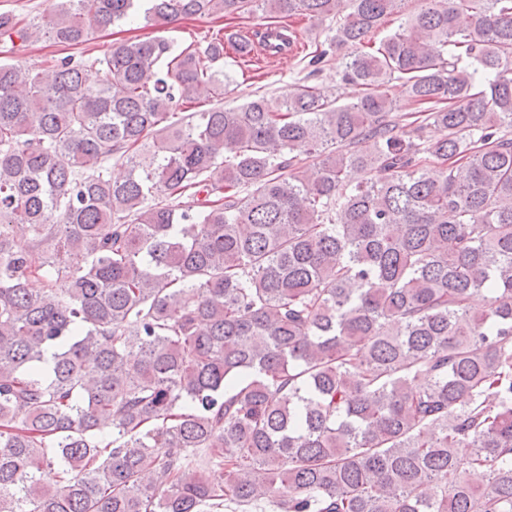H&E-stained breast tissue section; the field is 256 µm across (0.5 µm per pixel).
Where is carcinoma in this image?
<instances>
[{"instance_id":"obj_1","label":"carcinoma","mask_w":512,"mask_h":512,"mask_svg":"<svg viewBox=\"0 0 512 512\" xmlns=\"http://www.w3.org/2000/svg\"><path fill=\"white\" fill-rule=\"evenodd\" d=\"M402 2L0 12L22 47L331 18L307 66L346 49L359 89L226 108L222 36L0 64V512H512V0H425L373 41Z\"/></svg>"}]
</instances>
